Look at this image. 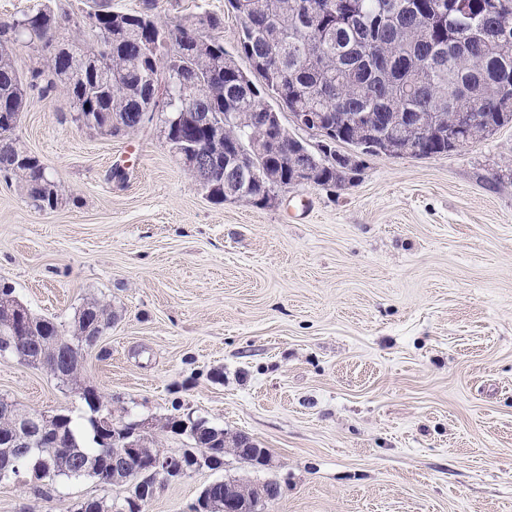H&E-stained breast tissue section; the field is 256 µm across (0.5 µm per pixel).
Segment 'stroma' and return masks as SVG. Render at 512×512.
Segmentation results:
<instances>
[{
	"instance_id": "1",
	"label": "stroma",
	"mask_w": 512,
	"mask_h": 512,
	"mask_svg": "<svg viewBox=\"0 0 512 512\" xmlns=\"http://www.w3.org/2000/svg\"><path fill=\"white\" fill-rule=\"evenodd\" d=\"M170 24L227 0H158ZM70 97L31 98L14 136L56 181L41 211L0 173V283L71 326L92 300L114 320L82 362L112 418L175 411L269 454L164 483L145 512H189L218 479L278 483L264 512H512V124L460 152L361 156L353 182L291 185L257 207L215 202L161 121L110 136ZM0 397L87 417L78 388L0 356ZM91 478L0 482V512L118 502Z\"/></svg>"
}]
</instances>
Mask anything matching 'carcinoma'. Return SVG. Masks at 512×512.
Segmentation results:
<instances>
[{
	"mask_svg": "<svg viewBox=\"0 0 512 512\" xmlns=\"http://www.w3.org/2000/svg\"><path fill=\"white\" fill-rule=\"evenodd\" d=\"M53 2L39 0L19 17L0 23V171L15 177L39 210L56 208L61 197L44 163L11 137L30 92L44 98L63 90L76 104V121L111 135L139 130V114L156 112L164 115L166 127L169 119H178V132L191 140L206 134L204 112L221 142L232 148L220 159L229 161L250 143L260 145L249 161L264 174L284 169L283 158L273 153L261 127L252 122L264 94L278 102V110L289 113H367L374 132L387 138L396 137L400 123L438 106L449 114L476 112L482 124L496 128L501 126L499 115H512V56H504L497 47L499 32L505 27L512 31V0H467V12L442 15L433 11L431 0H313L319 15L312 19L289 17L295 0H228L242 19L237 42L252 79L243 84L233 76L224 77L222 92L199 95L196 111L185 117L180 115L182 98L197 93L211 69L235 62L224 52L221 16L204 12L169 25L153 13L156 0H147L146 9L170 42L159 71L166 86L161 99L152 101L143 89L151 66L137 64V42L144 28L140 14L114 13L112 5L101 0L95 10L96 26L90 27L84 17L78 22L81 36L71 38L82 47L85 61L97 63L100 91L91 98L85 83L61 82L60 75L70 66L69 55H51L27 73L13 56L10 44L16 37L26 36L27 44L37 48L47 26L71 22ZM201 23L218 50L215 55L202 53L188 38ZM106 39L111 40L112 51L102 65L98 55ZM450 133L463 140L484 138L480 129L456 131L446 126L428 139L431 153L451 154ZM111 324L112 310L93 300L79 310L72 330L34 317L31 335L77 346L81 337L102 334ZM84 402L90 412L86 423L65 415L60 441L68 454L57 462L60 478L90 476L85 465L99 446L97 418L106 398ZM215 430L203 422L198 438L183 454L187 466L210 456Z\"/></svg>",
	"mask_w": 512,
	"mask_h": 512,
	"instance_id": "obj_1",
	"label": "carcinoma"
}]
</instances>
